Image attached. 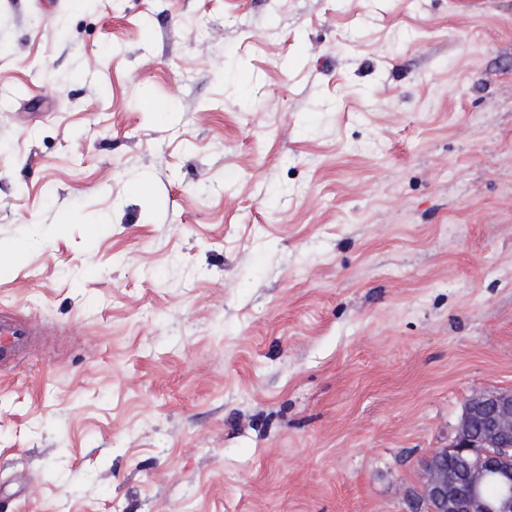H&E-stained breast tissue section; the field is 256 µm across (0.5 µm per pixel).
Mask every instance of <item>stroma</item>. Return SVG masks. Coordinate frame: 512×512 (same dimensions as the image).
Returning <instances> with one entry per match:
<instances>
[{
  "label": "stroma",
  "mask_w": 512,
  "mask_h": 512,
  "mask_svg": "<svg viewBox=\"0 0 512 512\" xmlns=\"http://www.w3.org/2000/svg\"><path fill=\"white\" fill-rule=\"evenodd\" d=\"M0 512H410L512 388V0H0ZM38 328L31 324H19L0 320V362H8L17 357L29 345L31 336Z\"/></svg>",
  "instance_id": "35a3bbf8"
}]
</instances>
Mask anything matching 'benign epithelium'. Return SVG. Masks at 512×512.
Masks as SVG:
<instances>
[{"instance_id": "7a95c632", "label": "benign epithelium", "mask_w": 512, "mask_h": 512, "mask_svg": "<svg viewBox=\"0 0 512 512\" xmlns=\"http://www.w3.org/2000/svg\"><path fill=\"white\" fill-rule=\"evenodd\" d=\"M423 473L430 512H512V389L469 398L448 447L425 459Z\"/></svg>"}]
</instances>
